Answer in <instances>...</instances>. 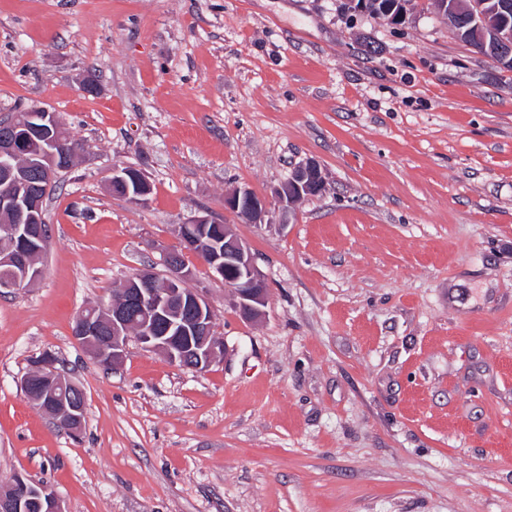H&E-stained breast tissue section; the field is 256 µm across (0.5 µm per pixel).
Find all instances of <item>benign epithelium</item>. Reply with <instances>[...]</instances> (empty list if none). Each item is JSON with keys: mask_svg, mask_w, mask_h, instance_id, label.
Instances as JSON below:
<instances>
[{"mask_svg": "<svg viewBox=\"0 0 512 512\" xmlns=\"http://www.w3.org/2000/svg\"><path fill=\"white\" fill-rule=\"evenodd\" d=\"M499 44L500 60L512 56V29L492 30ZM0 229L9 240L0 251V295L6 296L35 283L42 274V252L30 250L31 240L46 243L48 227L40 223L45 213L41 189L53 183L57 171L69 162L60 147L64 130L57 114L43 106L0 119ZM43 135L42 151L31 168L24 169L25 143ZM123 187L130 200L146 202L150 183L135 167L112 170L108 188ZM325 177L320 164L309 160L274 189L278 201L288 207L321 194ZM224 207L260 224L265 201L250 190L236 189L224 197ZM181 249L197 253L214 277L224 281L242 319L257 321L268 303V286L247 245L230 225L214 222L202 213L178 225ZM166 274L141 271L113 294L106 304H91L79 314L73 328L75 340L102 366L113 367L126 353L131 339L163 354L175 365L193 371L208 368L224 354V342L213 335V311L201 294L184 287L190 275L179 254L165 256ZM21 389L52 422L71 433L79 432L86 416L82 387L56 367V359L44 353L34 359L21 379ZM33 490L41 512H64L61 501L47 485L15 477L11 488L0 491V512H26L27 500L18 488Z\"/></svg>", "mask_w": 512, "mask_h": 512, "instance_id": "1", "label": "benign epithelium"}]
</instances>
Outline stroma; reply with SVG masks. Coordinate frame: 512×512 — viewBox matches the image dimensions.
<instances>
[{
  "label": "stroma",
  "instance_id": "obj_1",
  "mask_svg": "<svg viewBox=\"0 0 512 512\" xmlns=\"http://www.w3.org/2000/svg\"><path fill=\"white\" fill-rule=\"evenodd\" d=\"M343 3L0 0V115L46 107L82 146L41 278L0 296V486L64 512H512V70L433 0L399 25ZM310 159L325 190L283 209ZM124 166L145 203L108 193ZM237 188L263 223L225 209ZM204 210L254 254L265 316L187 252L223 356L133 342L103 369L77 316ZM46 350L86 393L79 435L20 389ZM131 183L134 191L131 192ZM108 190L114 187H124L126 194L134 203H145L150 194V183L145 174L135 167L113 169L112 177L108 180ZM34 484L33 486L31 484ZM12 486L8 491H0V512H24L27 510L26 494L23 496L18 492V487L24 491L33 490L34 501L39 505L40 512H64L61 501L55 492L46 484L34 483L27 478L16 476L10 483Z\"/></svg>",
  "mask_w": 512,
  "mask_h": 512
}]
</instances>
